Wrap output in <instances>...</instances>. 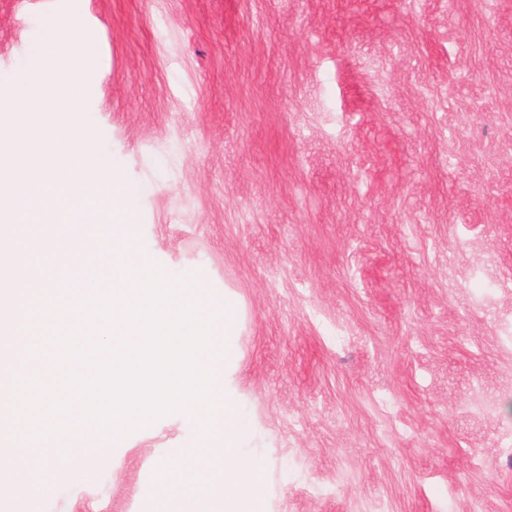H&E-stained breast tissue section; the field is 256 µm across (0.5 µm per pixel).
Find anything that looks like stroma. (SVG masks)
Listing matches in <instances>:
<instances>
[{"label":"stroma","mask_w":512,"mask_h":512,"mask_svg":"<svg viewBox=\"0 0 512 512\" xmlns=\"http://www.w3.org/2000/svg\"><path fill=\"white\" fill-rule=\"evenodd\" d=\"M81 17L136 247L242 309L258 512H512V0H0V97ZM64 226L0 244L22 284ZM169 413L34 512H151Z\"/></svg>","instance_id":"stroma-1"}]
</instances>
